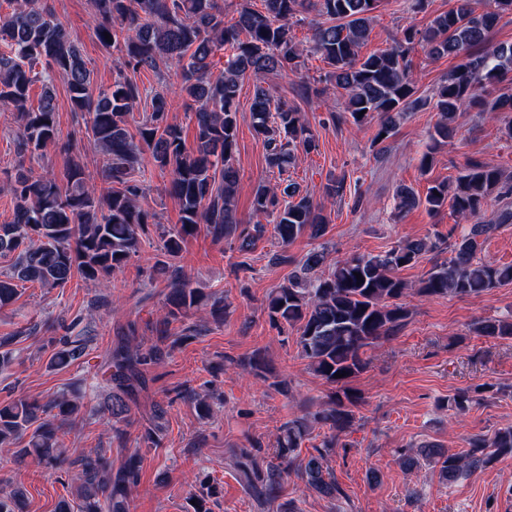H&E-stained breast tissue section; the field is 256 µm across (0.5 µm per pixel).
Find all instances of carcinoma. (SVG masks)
Segmentation results:
<instances>
[{
    "label": "carcinoma",
    "mask_w": 512,
    "mask_h": 512,
    "mask_svg": "<svg viewBox=\"0 0 512 512\" xmlns=\"http://www.w3.org/2000/svg\"><path fill=\"white\" fill-rule=\"evenodd\" d=\"M33 2L22 0L11 14L0 18V46L5 47L0 51V103L11 104L19 112L18 166L7 186L16 207L12 222L0 224V259L9 260L8 269L0 271V309L12 305L28 283L56 288L76 274L98 282L138 252L140 235L156 223L155 213L142 204L145 193L135 178L145 153L156 166L170 171L169 192L181 212L175 227L157 226L160 254L153 272L167 282L165 324L196 312L217 323L228 315L224 300L192 287L178 265L185 242L198 233L200 225H205L213 241L233 244L246 255L267 233L261 218L273 217L274 239L280 247L272 256L275 265L291 261L287 248L298 236L307 232L312 239L323 237L327 215L313 193L301 191L293 182L282 190L287 197L284 202L275 189L258 187L254 222L238 218L235 203L239 85L250 74L278 76L301 68L303 50L294 41L292 27L306 13L315 11L324 17L314 29L311 47L328 67L324 82L347 96L333 122L356 127L376 122L374 146L390 138L398 119L408 112L428 108L437 112L430 132L435 146L455 136L456 117L469 108L512 112V44L489 46L490 32L500 17L512 14V0H492L493 10L481 8L484 0H454L455 6L433 17L426 27L405 28L393 46L367 57L359 51L369 38L372 13L380 0H262L260 9L252 0H239L237 17L229 24L224 21V0H90L99 42L125 53L124 69L112 87L96 96L92 70L77 40L58 22L50 0H41L38 7L31 6ZM416 43L432 57L458 59L430 98L417 95L409 60ZM226 46L230 53L216 76L213 57ZM169 66L181 69L180 94L196 104V133L190 145L180 127L169 121L175 99L168 90L149 93L124 73L126 69L158 73ZM57 79L67 86L71 111L89 116L85 129L104 153L106 188L88 184L82 157L73 153L71 140L59 139L53 96ZM37 82L43 92L33 108L28 105L29 92ZM144 98L149 100V111L133 135L129 118ZM251 122L263 140L268 166L281 174L292 164L294 149L316 148L315 136L298 109L275 101L261 85L255 89ZM56 142L69 156L63 184L52 173L34 177L24 167L27 156ZM344 191L343 175L328 178L322 188L327 198ZM507 196H512V180L500 168L479 161L469 162L448 182L428 186L423 197L411 187H398L401 212L420 204L433 213L448 207L456 217L473 221L466 233L448 243L450 257L435 262L420 280V295L475 296L512 283V264L476 257L479 240L512 223L511 208L484 219L491 202ZM441 244L437 236L400 244L383 254H352L320 275L317 269L326 263L325 248L313 249L300 271L268 295L269 320L296 329L299 356L335 391L311 418L284 422L272 452L256 441L240 449V469L257 501L269 503L282 497L292 474L319 496L341 494L325 457L341 446V435L354 423L358 397L349 383L366 369L364 349L391 337L409 317L408 308L399 303L408 286L394 275L395 270L417 262ZM474 332L511 339L512 317L478 321ZM93 340L80 334L60 337L50 363L62 368L71 365L88 355ZM10 345L11 340L0 339V372L9 370L17 359ZM160 355L157 346L146 348L135 342L133 329L115 342L108 362L110 394L104 405L105 423L115 433H120L119 424L128 422L131 404L143 387L142 367ZM238 366L258 377L267 372L258 352ZM342 371L346 376L335 377ZM79 412L74 395L65 393L46 402L21 396L0 404V444L17 445V459L33 456L55 470L77 465L72 478L75 503L61 501L58 512H129V493L139 481L141 457L132 454L114 469L111 449L94 448L70 461L64 438L81 424ZM311 420L327 428V434L316 454L302 458L297 449L309 435ZM396 454L407 470L422 459L439 466L445 481L468 476L500 456L512 455V426L490 435H473L467 449L458 453L426 443L416 450L400 448ZM215 494L216 487L200 484L189 495L196 504H187V512H211L207 503ZM24 499L21 487L0 492V512H21Z\"/></svg>",
    "instance_id": "obj_1"
}]
</instances>
